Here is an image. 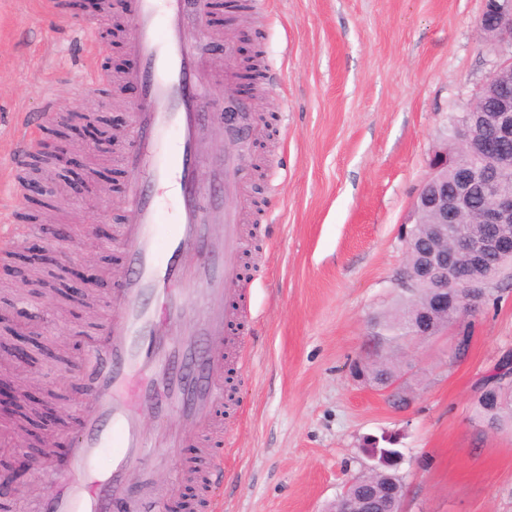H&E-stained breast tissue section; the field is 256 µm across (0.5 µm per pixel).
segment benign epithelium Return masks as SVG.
Segmentation results:
<instances>
[{
	"label": "benign epithelium",
	"mask_w": 512,
	"mask_h": 512,
	"mask_svg": "<svg viewBox=\"0 0 512 512\" xmlns=\"http://www.w3.org/2000/svg\"><path fill=\"white\" fill-rule=\"evenodd\" d=\"M485 6L495 12L502 29L498 42L500 60L466 106L465 117L457 124L459 141L454 145L456 151L467 150L473 162L460 169L457 186L450 193L448 183L438 176L448 164V145L435 151L431 173L414 200L411 223H419L420 216L426 212L436 215L431 236L440 247H429L420 264L403 267L393 280L399 289L415 288L422 281L436 288L428 314L423 315L414 307L409 309L403 330L404 353L441 335L433 328V322L435 316L448 311V300L463 306L466 313L475 312L480 306L481 296L473 292L468 280L448 278V220L471 210L474 199L480 198V208L475 210L476 223L486 225V234L477 241L461 243L462 251L474 262L490 254L512 255V234L508 232L512 226V183H506L509 160L500 152V145L512 140V100L500 98L494 117L488 120L483 115L485 89L512 81V0H485ZM223 120L224 139L241 149L246 148L251 125L250 113L244 104L235 97L224 98ZM376 390L385 395L393 409L401 412L408 408L410 391L404 380L378 385ZM359 451L371 461L370 471L376 468L397 470L404 460L401 449L380 448L377 441L370 438L363 440Z\"/></svg>",
	"instance_id": "benign-epithelium-1"
}]
</instances>
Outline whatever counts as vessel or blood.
<instances>
[{
	"mask_svg": "<svg viewBox=\"0 0 512 512\" xmlns=\"http://www.w3.org/2000/svg\"><path fill=\"white\" fill-rule=\"evenodd\" d=\"M133 56L123 79L138 97L119 157L127 220L110 248L126 268L107 301L105 325L78 366L87 388L73 436L49 451L57 491L45 512H113L135 471L158 457L177 456V443L155 448L142 435L138 417L168 413L211 430L199 455L185 469L203 501L213 499L221 473L213 446L221 425L213 413L224 401V372L244 361L235 310L237 276L212 243L216 212L224 214V247L244 237L239 216L226 199L237 190L232 179L204 174L199 158L205 120L208 73L199 53L209 38L204 22H193L187 0H125ZM52 125L50 116L23 117L18 146L5 185L11 198L23 191L21 171ZM176 182V216L149 193L152 184ZM14 208L0 210V251L19 245ZM203 296L196 326H189L186 286ZM111 452L112 469L97 473L95 462Z\"/></svg>",
	"mask_w": 512,
	"mask_h": 512,
	"instance_id": "obj_1",
	"label": "vessel or blood"
}]
</instances>
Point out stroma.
<instances>
[{
  "mask_svg": "<svg viewBox=\"0 0 512 512\" xmlns=\"http://www.w3.org/2000/svg\"><path fill=\"white\" fill-rule=\"evenodd\" d=\"M484 0H266L234 23L216 21L206 59L235 68L244 48L263 52L265 80L255 103L257 125L238 203L259 224L255 243L227 257L250 290L245 320L249 370L235 381L234 418L224 431L223 512H330L336 497L369 461L363 437L393 435L404 453L399 474L407 512H512V433L471 421L479 378L512 355V285L492 287L469 316L467 355L454 359L447 339L414 351L406 383L408 412H394L380 392L353 381L351 360L372 318L393 309V276L404 261L402 235L412 204L445 137L448 115L474 97L498 56L477 29ZM99 12L68 0H0V179L8 178L19 114L53 111L70 127L65 161L49 167L57 187L48 204L34 201L41 175L15 201L22 252L48 250L56 226H68L69 267L61 292L25 283L0 264V362L5 388L23 385L29 404L50 411L45 427L65 432L83 398L52 400L61 374L84 357L101 322L105 289L96 280L120 271L118 258L91 231L124 220L121 170L94 148L105 129L131 120L136 91L110 84L85 96L75 75L85 64L77 25ZM96 66L116 76L127 66V35L100 30ZM224 89L212 81L203 168L224 163L215 122ZM26 327L28 363L10 348ZM31 424L0 407V470L18 448L40 459V441L24 444ZM178 460L135 474L143 505L166 496L172 512L198 499L192 484H173L180 460L195 450L192 428ZM55 484L48 468L13 478L9 512H44Z\"/></svg>",
  "mask_w": 512,
  "mask_h": 512,
  "instance_id": "stroma-1",
  "label": "stroma"
}]
</instances>
